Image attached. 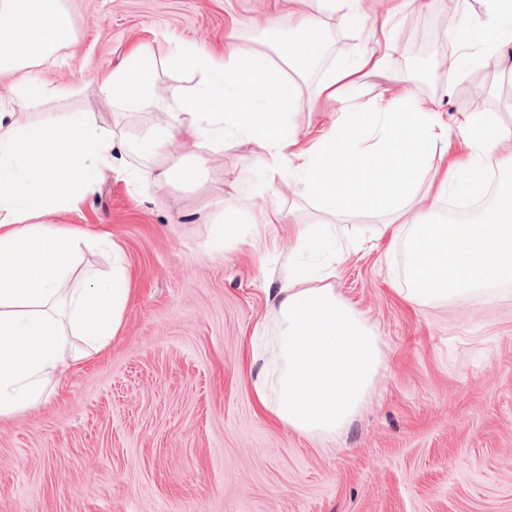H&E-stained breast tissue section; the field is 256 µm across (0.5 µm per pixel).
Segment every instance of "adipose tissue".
<instances>
[{"label": "adipose tissue", "instance_id": "1", "mask_svg": "<svg viewBox=\"0 0 512 512\" xmlns=\"http://www.w3.org/2000/svg\"><path fill=\"white\" fill-rule=\"evenodd\" d=\"M443 2L452 51L442 80L450 98L471 73L512 52V0H480L477 8L473 0ZM339 12L355 28L392 32V11L369 15L362 0H312L311 9L293 16L298 39L269 52H245L230 41L217 54L172 42L161 57L153 43L135 44L96 77L117 114H154L131 138L120 139L92 112H72L57 123L30 117L46 99L78 91L30 72L34 61L71 39L73 21L60 0H0V77L10 79L14 106L0 113V418L39 405L73 364L103 351L120 331L129 292L120 250L112 252L110 274L72 283L68 266L87 236L49 220L94 192L100 167L111 163L117 147L163 162L156 185L184 188L196 183L211 153L245 140L257 144L265 165L289 167L299 194L315 198L321 211L386 217L407 254L413 303H476L489 286L512 283V190L477 224L403 221L412 208L470 196L485 178L483 159L498 157L512 168V125L500 114L461 111L446 121L439 100L411 92L408 75L395 79L371 111H357L351 102L365 78L387 66L384 54L364 49L328 67L309 92L337 104L331 128L300 135L293 117L307 93L306 73L323 57L317 35L325 18ZM169 68L191 73L194 85H162ZM163 100L169 111L156 113ZM455 133L470 138L474 159L444 168L431 193L418 196L430 156ZM189 141L194 160L167 166ZM335 275L332 265L288 260L269 296L279 321L276 373L261 369L252 376L257 402L305 437L341 435L385 363L367 320L326 287Z\"/></svg>", "mask_w": 512, "mask_h": 512}]
</instances>
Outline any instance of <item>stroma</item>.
I'll return each instance as SVG.
<instances>
[{"label":"stroma","instance_id":"obj_1","mask_svg":"<svg viewBox=\"0 0 512 512\" xmlns=\"http://www.w3.org/2000/svg\"><path fill=\"white\" fill-rule=\"evenodd\" d=\"M272 0H61L74 39L36 61L34 74L75 84L34 119L112 108L94 82L129 46L164 35L223 50L236 29L243 50L262 47ZM395 36L327 18L325 65L357 49H385L388 77L371 76L357 104L368 110L390 78L413 74L423 97L442 76L415 73L448 54L445 12L420 5L395 16ZM485 92L460 91L450 112H495L512 94V55L478 73ZM245 144L211 157L200 186L146 187L126 152L94 195L55 216L121 250L129 278L119 335L74 366L50 399L0 418V512H512V285L484 304L406 301V258L364 214L335 220L336 275L329 284L372 326L386 356L375 389L333 440L275 424L255 400L252 372L278 331L268 294L293 245L289 224L326 216L292 191L287 169L267 171ZM252 181H242L243 172ZM242 197L231 212L222 198ZM284 221L268 224L272 203ZM260 231L265 244L210 242L225 225Z\"/></svg>","mask_w":512,"mask_h":512}]
</instances>
